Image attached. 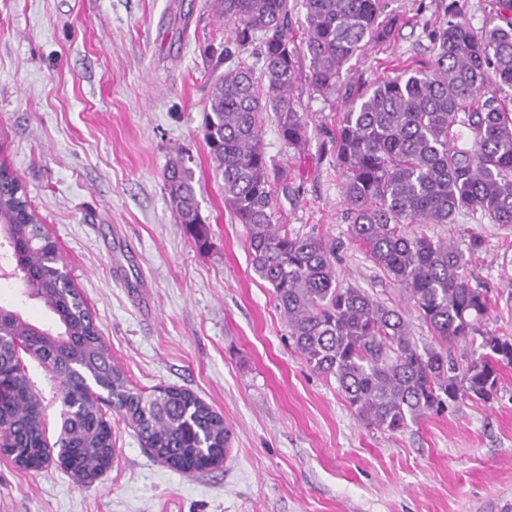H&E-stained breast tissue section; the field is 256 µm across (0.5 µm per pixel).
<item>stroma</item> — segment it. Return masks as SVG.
<instances>
[{"label": "stroma", "mask_w": 512, "mask_h": 512, "mask_svg": "<svg viewBox=\"0 0 512 512\" xmlns=\"http://www.w3.org/2000/svg\"><path fill=\"white\" fill-rule=\"evenodd\" d=\"M449 1L385 0L389 37L345 65L335 95L297 84L303 150L282 144L273 117L264 124L268 156L297 189L278 223L333 245L339 282L400 309L422 346L431 331L351 234L334 134L349 93L429 64ZM227 35L216 0H0V164L25 187L113 362L145 392L199 397L223 415L231 448L226 464L185 474L110 409L106 473L79 485L57 466L25 471L0 455V512H512V367L489 402L463 400L389 433L362 423L335 380L293 349L202 132ZM179 154L208 219L204 250L164 188ZM407 230L462 246L481 239L469 273L488 293L485 326L512 336V224L465 212ZM22 362L55 443L59 380L34 356Z\"/></svg>", "instance_id": "1"}]
</instances>
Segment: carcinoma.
<instances>
[{
  "label": "carcinoma",
  "mask_w": 512,
  "mask_h": 512,
  "mask_svg": "<svg viewBox=\"0 0 512 512\" xmlns=\"http://www.w3.org/2000/svg\"><path fill=\"white\" fill-rule=\"evenodd\" d=\"M306 36L298 41L290 0H218L230 26L224 75L205 107L203 132L224 201L243 224L254 272L272 288L292 345L306 365L336 380L355 415L392 433L456 403L487 402L500 370L512 366V336L483 329L489 300L468 275L469 257L457 245L406 224H451L461 211H482L496 224H512V113L495 99L480 101L488 86L512 91V0H499L506 25L478 36L448 4V21L435 30L426 70L402 69L348 99L336 130L338 160L351 233L369 258L402 285L437 345L419 346L400 310L336 278V253L324 239L299 236L277 223L279 199L295 194L286 170L263 143L264 115H274L282 144L299 152L307 121L293 96L299 76L321 96L336 93L345 64L379 32L384 0H301ZM257 48L253 67L236 53ZM470 130V145L456 129ZM176 223L199 248L209 245L184 156L163 172ZM26 191L0 167V235L12 248L15 270L52 315L56 335L38 336L33 324L0 312V382L11 399L0 406V432L17 429V447L1 448L20 469H41L46 452L41 403L21 366L28 350L53 358L62 403L82 402L72 421L71 463L93 471L112 447L105 412L83 391L85 376L112 391V407L125 414L141 440L170 466L209 469L223 456L221 415L189 391L168 387L147 394L112 364V354L75 288L59 275L58 251L41 239ZM462 340L474 355L448 362V343Z\"/></svg>",
  "instance_id": "carcinoma-1"
}]
</instances>
